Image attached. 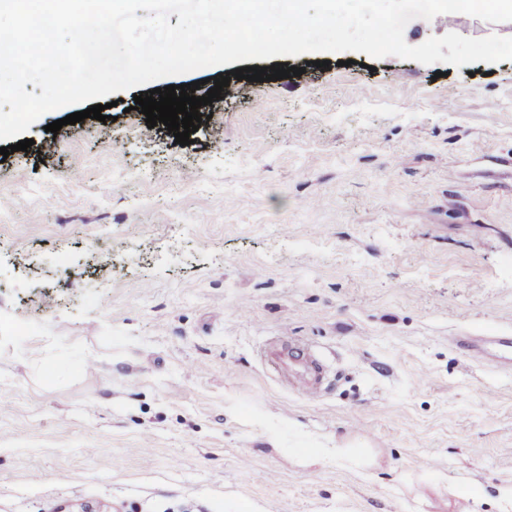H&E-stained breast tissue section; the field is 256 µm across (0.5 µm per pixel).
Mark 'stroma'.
I'll list each match as a JSON object with an SVG mask.
<instances>
[{"label": "stroma", "instance_id": "1", "mask_svg": "<svg viewBox=\"0 0 512 512\" xmlns=\"http://www.w3.org/2000/svg\"><path fill=\"white\" fill-rule=\"evenodd\" d=\"M310 59L186 146L125 90L0 162V512H466L427 458L512 484V369L455 342L512 330V61ZM283 336L320 397L265 369ZM262 360L288 386L306 397L320 396L325 390L326 367L307 346L292 340L268 345Z\"/></svg>", "mask_w": 512, "mask_h": 512}]
</instances>
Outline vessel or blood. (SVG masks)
<instances>
[{"label": "vessel or blood", "mask_w": 512, "mask_h": 512, "mask_svg": "<svg viewBox=\"0 0 512 512\" xmlns=\"http://www.w3.org/2000/svg\"><path fill=\"white\" fill-rule=\"evenodd\" d=\"M470 357L480 363L512 367V334L496 332L483 336H463ZM262 360L288 386L306 397H316L325 390L326 367L307 346L292 340H279L268 345Z\"/></svg>", "instance_id": "vessel-or-blood-1"}]
</instances>
